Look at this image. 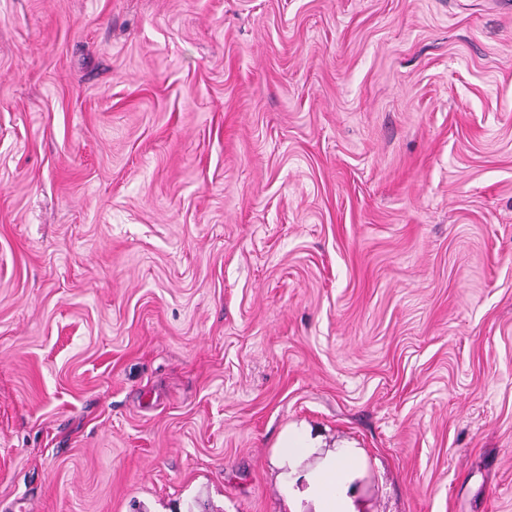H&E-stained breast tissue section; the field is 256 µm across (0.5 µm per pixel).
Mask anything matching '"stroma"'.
Wrapping results in <instances>:
<instances>
[{"label":"stroma","instance_id":"35a3bbf8","mask_svg":"<svg viewBox=\"0 0 512 512\" xmlns=\"http://www.w3.org/2000/svg\"><path fill=\"white\" fill-rule=\"evenodd\" d=\"M512 512V0H0V512ZM282 456L291 465L292 474L308 458L311 448H320V442L312 439L309 432L303 428H288L283 436L280 446ZM328 454L323 463L305 476L306 495L316 509L315 512H356L348 495L349 483L354 469V457L349 446Z\"/></svg>","mask_w":512,"mask_h":512}]
</instances>
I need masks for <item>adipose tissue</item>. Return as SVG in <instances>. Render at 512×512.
I'll use <instances>...</instances> for the list:
<instances>
[{
	"label": "adipose tissue",
	"instance_id": "adipose-tissue-1",
	"mask_svg": "<svg viewBox=\"0 0 512 512\" xmlns=\"http://www.w3.org/2000/svg\"><path fill=\"white\" fill-rule=\"evenodd\" d=\"M354 457L348 449L328 454L323 463L307 474L306 495L316 512H351L348 495Z\"/></svg>",
	"mask_w": 512,
	"mask_h": 512
}]
</instances>
